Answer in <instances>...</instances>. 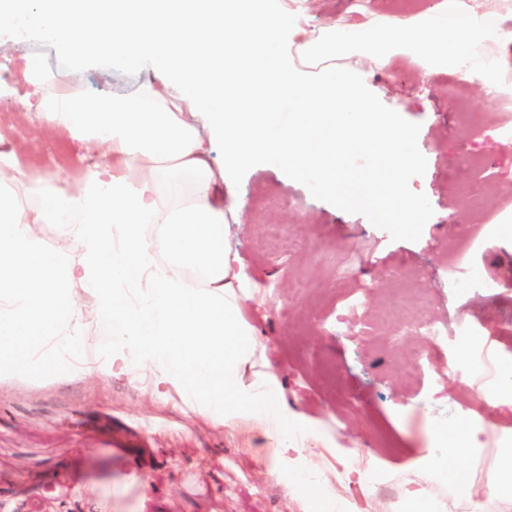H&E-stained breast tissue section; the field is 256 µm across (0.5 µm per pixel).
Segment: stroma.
<instances>
[{"label":"stroma","instance_id":"obj_1","mask_svg":"<svg viewBox=\"0 0 512 512\" xmlns=\"http://www.w3.org/2000/svg\"><path fill=\"white\" fill-rule=\"evenodd\" d=\"M293 18L292 41L346 23L352 0H278ZM42 59L58 88L86 96L139 93L164 79L152 58L138 69L112 58L89 60L72 79V50L37 30L0 27V85H23L25 59ZM365 97L409 129L413 163L397 181L420 199L409 227L369 199L371 156L337 154L336 186L262 158L224 169V143L208 115L192 121L225 172L224 238L249 283L242 313L258 351L294 414L288 429L326 431L310 455L275 464L276 443L248 419L227 426L196 401L149 376L97 365L112 347L108 330L86 316L79 360L85 374L0 377V502L25 512H400L408 492L430 512H449L448 484L427 479L433 431L465 427L475 411L462 395L468 365L459 331L476 330L471 353L493 341L495 362L512 366V148L501 128L512 100L485 95L452 74L420 78L411 57L385 69L342 59ZM0 141L19 168L43 183L17 185L25 207H38L56 176L79 179L109 153L89 152L44 126L38 112L0 98ZM494 281L493 291L473 272ZM438 322L422 335L415 318ZM425 363L416 375L408 369ZM483 451L464 457L486 512L484 474L497 449L512 447V402L494 407ZM322 482L317 496L300 478Z\"/></svg>","mask_w":512,"mask_h":512}]
</instances>
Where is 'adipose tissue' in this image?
<instances>
[{"mask_svg": "<svg viewBox=\"0 0 512 512\" xmlns=\"http://www.w3.org/2000/svg\"><path fill=\"white\" fill-rule=\"evenodd\" d=\"M500 0H434L409 16L375 28L334 25L307 45L289 48L288 20L273 0H0V24L48 32L73 48L74 66L113 57L138 66L151 56L173 84L148 86L133 98L91 99L47 86L36 60L30 79L45 88L46 123L70 137L107 147L112 164L87 169L76 182L61 180L35 209L18 204L11 187L24 172L0 157V377H63L59 362L74 355L84 319L82 292L112 334V354L101 367L147 371L189 394L225 424L243 418L287 423L275 395V375L257 367L254 333L240 316L236 257L224 240V203L205 148L184 117V103L208 112L224 142V167L277 157L288 168L318 171L333 184L336 153L370 150L378 162L372 183L396 219L419 205L399 197L397 173L413 161L410 133L379 114L342 69L352 54L379 68L412 56L421 74L467 73L476 49L488 43ZM295 103L288 125L275 127L281 100ZM187 179L188 202L165 205L158 185ZM44 224L59 227V245L46 253ZM162 249L169 264L153 262ZM196 278L171 276L170 267ZM485 426L439 429L430 474L448 471L458 501L472 500L463 455L479 450Z\"/></svg>", "mask_w": 512, "mask_h": 512, "instance_id": "adipose-tissue-1", "label": "adipose tissue"}]
</instances>
